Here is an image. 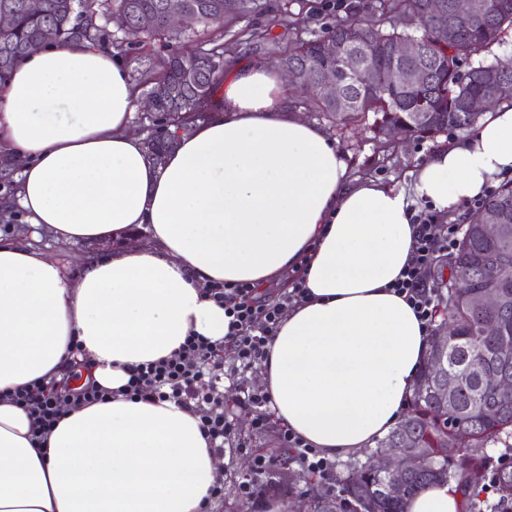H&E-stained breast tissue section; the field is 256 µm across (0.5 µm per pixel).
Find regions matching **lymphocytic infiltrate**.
Masks as SVG:
<instances>
[{
	"label": "lymphocytic infiltrate",
	"instance_id": "1",
	"mask_svg": "<svg viewBox=\"0 0 512 512\" xmlns=\"http://www.w3.org/2000/svg\"><path fill=\"white\" fill-rule=\"evenodd\" d=\"M417 226L414 253L408 267L394 282L396 293L404 295L424 322L432 326L438 306L437 292L426 281V273L438 253L452 252L460 232L459 225L437 223L435 215H414ZM210 296L223 303L230 319L227 345L241 370L261 367L266 358L265 342L276 331L286 308L303 301L306 290L295 285L291 291L273 298H254L245 284H221L211 288ZM213 344L202 336L186 337L169 357L139 364L129 369V379L117 393L130 400H176L200 416L201 431L215 451H223L231 439L232 429L224 409L220 389L224 365L213 358ZM111 390L93 384L73 393L57 386L34 382L10 394L13 403L26 410L32 419V435L46 444L50 433L69 405H89L111 397ZM278 444L306 474L333 478L335 460L323 455L288 428H280Z\"/></svg>",
	"mask_w": 512,
	"mask_h": 512
}]
</instances>
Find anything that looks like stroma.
I'll list each match as a JSON object with an SVG mask.
<instances>
[{"label":"stroma","instance_id":"stroma-1","mask_svg":"<svg viewBox=\"0 0 512 512\" xmlns=\"http://www.w3.org/2000/svg\"><path fill=\"white\" fill-rule=\"evenodd\" d=\"M359 3L377 15L385 0H261V9L226 25L224 37L229 40L233 35H240L241 42L234 52L237 59L272 67L276 64V53L265 39L266 32H273L279 35L281 42H288L294 35L291 21L304 17L309 22L310 31L321 35L326 26L346 18L353 5ZM330 134L347 160L351 178L372 179L404 188L411 185L412 173L418 163L448 142L469 136L468 131L451 130L432 138L390 140L375 135L368 124L354 130L334 128ZM0 234L19 240H36L40 249L63 261L75 256L87 259L103 251L102 245L93 242L62 244L46 234L34 235L25 213L15 207L0 211ZM259 387L258 370L237 373L232 356H225L224 404L235 444L223 452L224 464L219 480L224 485V499L214 504V512H262L260 503L264 500L284 505L286 512H301L303 508L301 494L306 490L305 483L289 486L288 473L280 468L271 475L267 491L261 498L245 500L238 494V481L247 472L246 461L251 460L258 449H273L278 445L279 421H271L265 432H256L251 425V414L236 405L242 390Z\"/></svg>","mask_w":512,"mask_h":512}]
</instances>
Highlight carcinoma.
<instances>
[{"mask_svg": "<svg viewBox=\"0 0 512 512\" xmlns=\"http://www.w3.org/2000/svg\"><path fill=\"white\" fill-rule=\"evenodd\" d=\"M25 0H0V7L13 10L16 21L13 28L0 41L12 44L16 53L10 65L0 68V83L10 75L14 66L27 56L25 46L42 29L49 28L53 36L50 43L89 44L122 47L112 40V34L101 20L109 14L130 15V25L123 31L128 44L144 50L147 60L135 78L141 93L169 84L180 98L196 101L192 111H180L175 104L159 108L148 117L149 135L153 137L161 153L175 146L170 138L169 127L183 126L196 119L207 117L206 107L217 90V80L224 74L227 64L224 45V17L222 12L205 8L207 4L223 3V0H185L201 9L197 26L214 28L221 34L209 40V47L201 48L202 61L195 75L186 73V54L176 43L186 32H173L164 25L152 29L136 26L135 15L140 10L162 13L165 0H46L44 15L39 21L31 20L25 10ZM432 0H393L391 9L407 10L417 17L422 34L417 37L420 55L417 63L428 70L426 82L418 87L377 84L373 76L397 64L393 47L413 34L388 29L376 21H363L359 7H353L351 15L327 32L326 39L338 40L363 50L365 69L361 74L344 70L341 60L322 54V39H298L280 53V60L288 66L307 68L318 75L324 70L336 71V80L348 92V101L338 104L322 94L309 92V105L322 114L334 126L341 129L362 121L368 115L375 116L374 128L382 133L390 126L413 138H428L437 133L464 129L475 124L481 113L471 110L470 103L476 97L502 99L500 82L502 67L498 64L478 61L467 70L462 63L498 43L504 33L512 30V0H476L478 10L468 22L452 19L454 0H443L447 6L444 17L433 14L429 8ZM448 25V39L441 37L443 25ZM168 43L164 55L155 56L148 47L155 41ZM506 206L512 211V181L505 182L488 195L481 207L464 225L455 250L440 261V266L450 272L464 273L471 284L465 289L452 287L451 281L443 283L445 292L440 294V312L452 326L448 337V350L440 357V339L431 338L430 355L423 365L411 398L413 409L407 419L391 430L380 443L404 436H420L427 442L430 457L402 477L403 490L396 500L378 494L382 478L371 472L366 463H355L347 473L336 478V491L315 493L310 497L311 512H405L407 498L428 482L456 481L468 478L469 471H480L486 465V457L460 452L451 446L453 430L458 426L471 429L463 441L466 448H482L487 443L512 437V401L503 403L497 399L490 385L478 388L466 381L458 387L454 400L441 405L436 378L441 366L457 368L461 364L482 368L493 365L512 378V233L507 238L491 243L484 238L481 224L490 212ZM502 284L506 303L497 315L498 332L494 336L485 333L476 319L471 297L483 289ZM498 501L512 507V466L497 470L495 476Z\"/></svg>", "mask_w": 512, "mask_h": 512, "instance_id": "obj_1", "label": "carcinoma"}]
</instances>
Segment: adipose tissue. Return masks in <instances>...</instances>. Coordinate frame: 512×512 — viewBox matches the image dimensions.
<instances>
[{
  "label": "adipose tissue",
  "mask_w": 512,
  "mask_h": 512,
  "mask_svg": "<svg viewBox=\"0 0 512 512\" xmlns=\"http://www.w3.org/2000/svg\"><path fill=\"white\" fill-rule=\"evenodd\" d=\"M279 73L233 63L208 119L161 162L130 129L139 98L112 51L45 44L0 88V154L16 201L56 241H116L78 276L0 238V512H204L218 458L198 414L116 397L68 411L44 449L8 391L68 363L107 389L189 336L223 342L221 283L263 289L292 273L308 299L265 343L276 418L325 456H360L402 419L430 348L390 284L413 256L417 201L437 211L512 178V108L419 166L411 189L351 183L328 132L302 119ZM142 228L146 241L129 240ZM469 482L421 489L407 512H461Z\"/></svg>",
  "instance_id": "1"
}]
</instances>
